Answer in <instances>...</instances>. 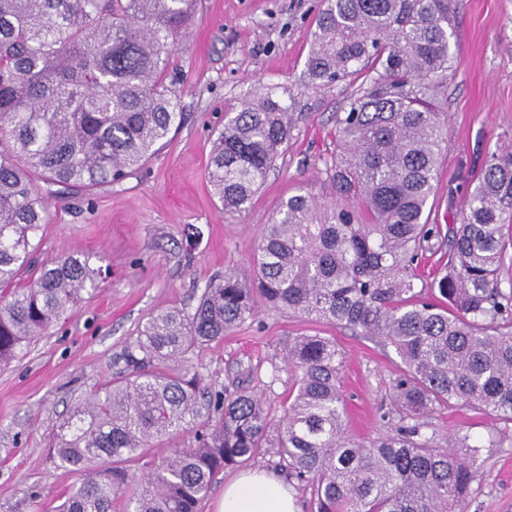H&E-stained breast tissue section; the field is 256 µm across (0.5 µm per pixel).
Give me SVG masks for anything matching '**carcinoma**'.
<instances>
[{
  "label": "carcinoma",
  "mask_w": 512,
  "mask_h": 512,
  "mask_svg": "<svg viewBox=\"0 0 512 512\" xmlns=\"http://www.w3.org/2000/svg\"><path fill=\"white\" fill-rule=\"evenodd\" d=\"M452 0H324L304 80L362 82L336 115L323 159L335 198L282 201L249 283L211 281L191 313L150 314L120 356L130 376L106 384L56 426L59 466L81 476L61 512H112L127 465L154 439L195 429L140 482L133 512H198L222 469L270 452L306 483L317 512H457L485 445L434 446L422 418L452 402L512 422V138L485 159L459 223L425 217L446 127L436 100L452 51ZM198 0H0V366L97 287L86 253L36 268L33 240L49 223L43 181L58 194L110 186L148 161L184 120L169 80ZM294 95L267 87L212 142L207 178L224 213L247 210L294 130ZM448 253L442 275L418 271ZM377 336L400 359L391 382L399 426L349 433L344 355L323 336L288 342L295 381L276 424L242 388L201 393L182 369L197 346L254 316L257 301Z\"/></svg>",
  "instance_id": "1"
}]
</instances>
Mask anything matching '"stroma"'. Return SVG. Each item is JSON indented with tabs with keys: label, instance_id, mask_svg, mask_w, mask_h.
Listing matches in <instances>:
<instances>
[{
	"label": "stroma",
	"instance_id": "1",
	"mask_svg": "<svg viewBox=\"0 0 512 512\" xmlns=\"http://www.w3.org/2000/svg\"><path fill=\"white\" fill-rule=\"evenodd\" d=\"M458 67L438 108L448 116L447 148L427 209L431 223H455L472 179L501 135L512 134V0H455ZM321 0H202L174 55L181 80V128L122 182L92 195L42 191L51 221L36 241L40 261L75 252L100 257L109 276L49 332L0 368V512H58L76 473L52 459L48 434L76 403L123 371L119 356L153 311L193 312L206 284L253 276V254L282 200L305 189L333 197L322 160L334 149L336 114L357 88L346 81L302 84ZM263 85L295 91V128L266 183L240 215H225L206 180L212 141L226 114ZM299 336L335 339L346 358L342 392L348 427L360 439L395 429L389 388L400 360L381 340L267 306L221 341L196 348L188 366L207 386L245 387L271 422L293 377L282 358ZM437 446L469 435L485 445L464 512H512V423L452 405L426 419Z\"/></svg>",
	"mask_w": 512,
	"mask_h": 512
}]
</instances>
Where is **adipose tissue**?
<instances>
[{
	"label": "adipose tissue",
	"mask_w": 512,
	"mask_h": 512,
	"mask_svg": "<svg viewBox=\"0 0 512 512\" xmlns=\"http://www.w3.org/2000/svg\"><path fill=\"white\" fill-rule=\"evenodd\" d=\"M217 512H298L294 492L261 470L237 477L224 488Z\"/></svg>",
	"instance_id": "ef3b65f1"
}]
</instances>
